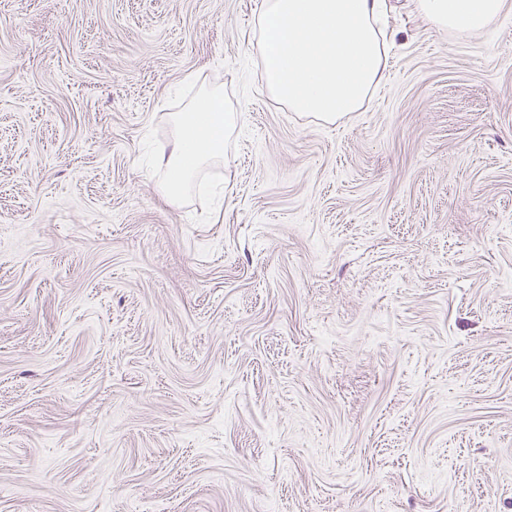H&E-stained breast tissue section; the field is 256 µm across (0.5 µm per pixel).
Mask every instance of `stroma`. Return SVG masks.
<instances>
[{
	"instance_id": "stroma-1",
	"label": "stroma",
	"mask_w": 512,
	"mask_h": 512,
	"mask_svg": "<svg viewBox=\"0 0 512 512\" xmlns=\"http://www.w3.org/2000/svg\"><path fill=\"white\" fill-rule=\"evenodd\" d=\"M263 2L0 0V512H512V11L390 0L329 123L267 90ZM428 24L459 34L484 29L503 14L507 0H412ZM239 111L224 102L217 90L203 93L174 119L173 146L166 161L165 198L175 204L198 172L224 155V145L239 125Z\"/></svg>"
}]
</instances>
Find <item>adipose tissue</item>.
Here are the masks:
<instances>
[{
	"label": "adipose tissue",
	"mask_w": 512,
	"mask_h": 512,
	"mask_svg": "<svg viewBox=\"0 0 512 512\" xmlns=\"http://www.w3.org/2000/svg\"><path fill=\"white\" fill-rule=\"evenodd\" d=\"M428 24L459 34L484 29L507 0H413ZM383 0H267L254 49L270 92L297 112L333 122L358 111L386 78L387 51L376 23ZM219 90L203 93L174 119L165 197L176 203L198 172L223 156L239 125Z\"/></svg>",
	"instance_id": "ef3b65f1"
}]
</instances>
